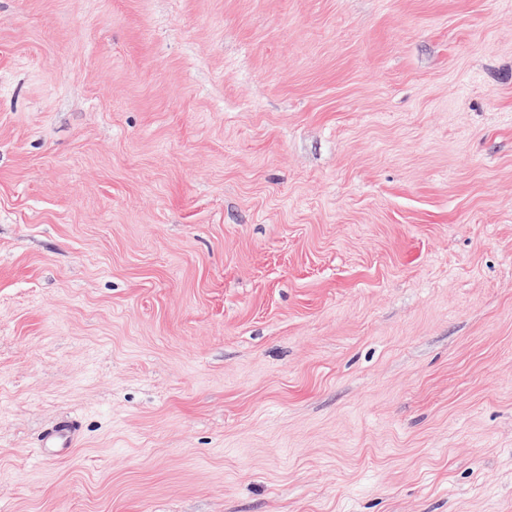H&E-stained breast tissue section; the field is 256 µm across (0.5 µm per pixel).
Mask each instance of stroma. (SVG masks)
<instances>
[{
  "instance_id": "stroma-1",
  "label": "stroma",
  "mask_w": 512,
  "mask_h": 512,
  "mask_svg": "<svg viewBox=\"0 0 512 512\" xmlns=\"http://www.w3.org/2000/svg\"><path fill=\"white\" fill-rule=\"evenodd\" d=\"M0 512H512V0H0ZM77 445L74 429L69 422H63L51 429L42 440V454L66 456Z\"/></svg>"
}]
</instances>
